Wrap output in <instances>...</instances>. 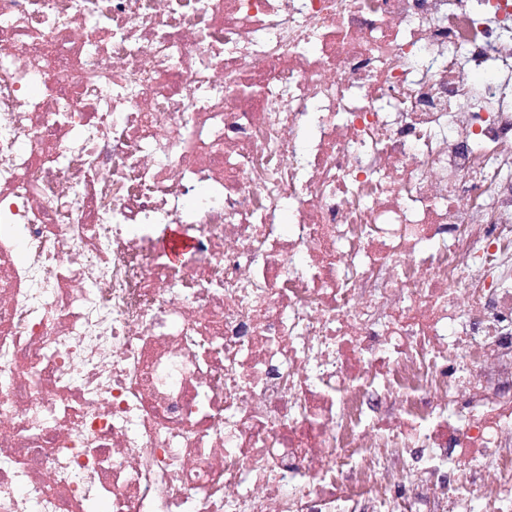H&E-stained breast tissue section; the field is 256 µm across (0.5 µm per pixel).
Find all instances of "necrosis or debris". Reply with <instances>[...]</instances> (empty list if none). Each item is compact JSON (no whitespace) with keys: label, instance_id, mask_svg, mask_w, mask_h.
<instances>
[{"label":"necrosis or debris","instance_id":"1","mask_svg":"<svg viewBox=\"0 0 512 512\" xmlns=\"http://www.w3.org/2000/svg\"><path fill=\"white\" fill-rule=\"evenodd\" d=\"M94 501L512 512V0H0V512Z\"/></svg>","mask_w":512,"mask_h":512}]
</instances>
